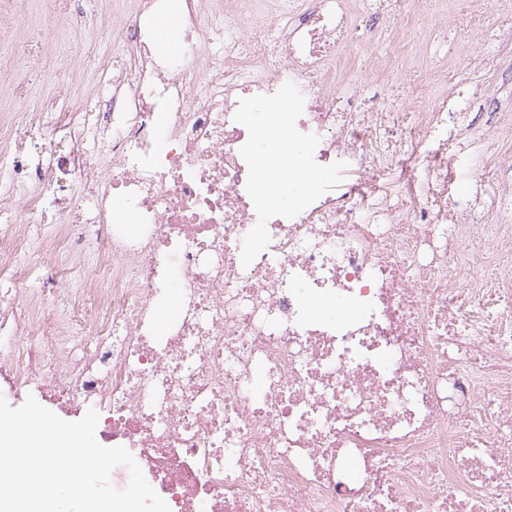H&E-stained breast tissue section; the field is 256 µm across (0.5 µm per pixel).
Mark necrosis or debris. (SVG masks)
Returning a JSON list of instances; mask_svg holds the SVG:
<instances>
[{"instance_id": "1", "label": "necrosis or debris", "mask_w": 512, "mask_h": 512, "mask_svg": "<svg viewBox=\"0 0 512 512\" xmlns=\"http://www.w3.org/2000/svg\"><path fill=\"white\" fill-rule=\"evenodd\" d=\"M158 2L101 20L124 61L97 111L72 104L73 164L24 203L0 192V268L29 283L0 289V372L95 410L174 512H512V150L479 180L496 223L461 222L455 74L432 103L392 47L370 71L408 96L365 94L345 65L406 0H182L164 51ZM280 125L289 167L332 178L272 209L253 144ZM39 132L21 109L0 137L13 187ZM419 154L428 182L404 184ZM90 241L97 273L60 304Z\"/></svg>"}]
</instances>
